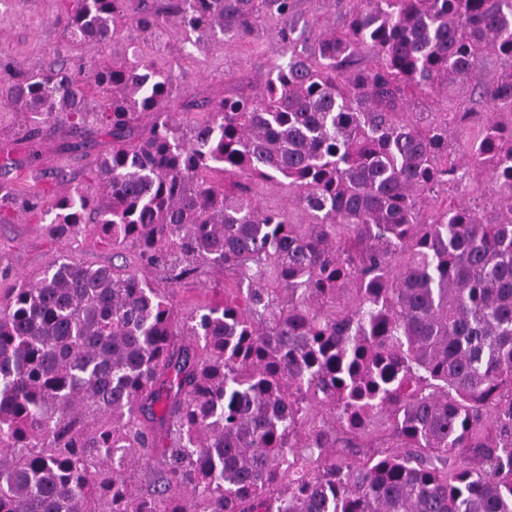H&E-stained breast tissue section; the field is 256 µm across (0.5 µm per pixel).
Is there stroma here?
<instances>
[{"instance_id":"1","label":"stroma","mask_w":512,"mask_h":512,"mask_svg":"<svg viewBox=\"0 0 512 512\" xmlns=\"http://www.w3.org/2000/svg\"><path fill=\"white\" fill-rule=\"evenodd\" d=\"M61 0H0V58L26 69L47 66L60 40L56 18ZM279 26L267 21L250 38L225 41L223 35L192 45L184 41L176 25H168L159 34L148 36L133 28H123L120 38L99 48L100 56L120 60L139 53L157 64H173L178 74V93L184 98L211 97L220 87L240 88L256 93L263 89L268 72L281 63ZM25 117L7 102L0 101V150L8 152L17 167L9 175H0V190L17 200L45 197L53 201L62 192V184L52 179L55 170H63L72 185L90 197H98L94 170L98 160L112 150L111 137L97 127L82 134L81 150H70L74 138L67 126L50 123L34 141L18 133ZM92 267L124 265L138 268V251L128 246L120 250L101 243L92 232L78 240H53L43 220L18 213L11 223H0V268H9L11 278H0V302L7 301L16 282L35 281L62 259ZM156 286L170 294L179 314L235 295L233 276L216 269H204L194 280L171 285L162 273L149 272Z\"/></svg>"}]
</instances>
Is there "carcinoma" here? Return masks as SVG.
<instances>
[{"mask_svg": "<svg viewBox=\"0 0 512 512\" xmlns=\"http://www.w3.org/2000/svg\"><path fill=\"white\" fill-rule=\"evenodd\" d=\"M344 4L338 30L295 0H68L54 64L0 68L25 137H112L102 201L63 192L49 233L91 225L143 267L62 261L0 305V512H512V0ZM123 17L192 45L275 18L288 61L184 125L173 70L68 66ZM282 179L300 222L252 195ZM203 266L241 301L182 317L144 272ZM86 412L112 426L75 430ZM150 452L138 496L127 467ZM159 470V460L140 459L139 463L132 467V479L140 495L148 496L152 493L154 481Z\"/></svg>", "mask_w": 512, "mask_h": 512, "instance_id": "cac0c4a2", "label": "carcinoma"}]
</instances>
